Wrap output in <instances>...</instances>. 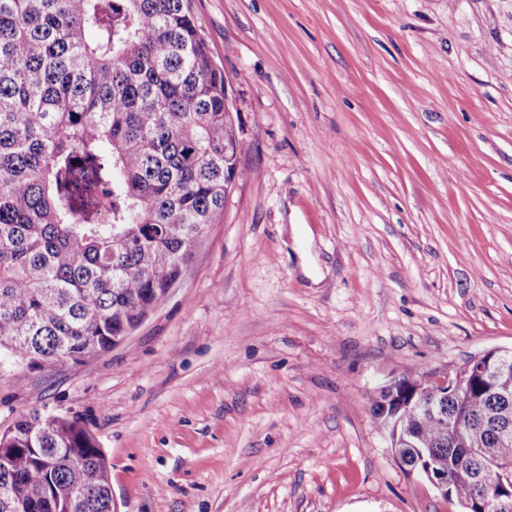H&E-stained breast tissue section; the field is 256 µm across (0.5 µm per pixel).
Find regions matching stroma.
I'll return each mask as SVG.
<instances>
[{
    "label": "stroma",
    "instance_id": "obj_1",
    "mask_svg": "<svg viewBox=\"0 0 512 512\" xmlns=\"http://www.w3.org/2000/svg\"><path fill=\"white\" fill-rule=\"evenodd\" d=\"M243 144L127 341L0 356V432L77 418L117 512H462L367 394L512 349V0H191Z\"/></svg>",
    "mask_w": 512,
    "mask_h": 512
}]
</instances>
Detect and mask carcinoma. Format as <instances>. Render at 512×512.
<instances>
[{
  "mask_svg": "<svg viewBox=\"0 0 512 512\" xmlns=\"http://www.w3.org/2000/svg\"><path fill=\"white\" fill-rule=\"evenodd\" d=\"M243 145L224 117L190 0H0V350L31 366L137 326L224 208ZM512 374L468 377L439 415L368 394L373 423L448 467L465 512H500L481 479L512 462ZM0 434V512H112L110 464L78 419ZM78 457L82 464L73 465Z\"/></svg>",
  "mask_w": 512,
  "mask_h": 512,
  "instance_id": "cac0c4a2",
  "label": "carcinoma"
}]
</instances>
